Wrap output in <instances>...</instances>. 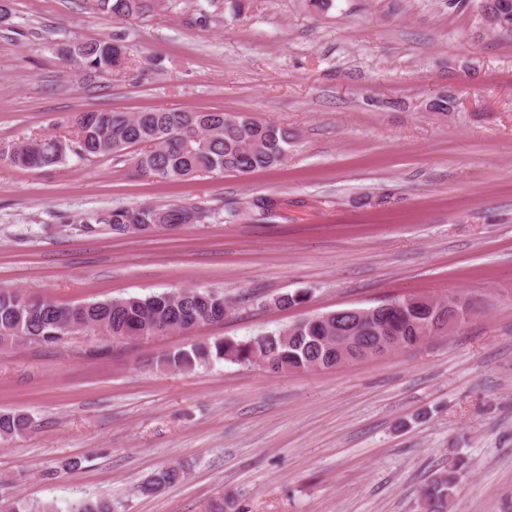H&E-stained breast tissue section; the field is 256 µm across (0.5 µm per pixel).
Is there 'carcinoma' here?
<instances>
[{"mask_svg":"<svg viewBox=\"0 0 512 512\" xmlns=\"http://www.w3.org/2000/svg\"><path fill=\"white\" fill-rule=\"evenodd\" d=\"M98 8L121 17L143 15L149 0H97ZM482 12L499 15L496 29L512 33V0H482ZM71 58L100 72L119 67L124 59L120 39L111 42L76 43L65 50ZM457 98L443 94L428 103L435 112H449ZM75 146L58 138L31 137L6 148L13 166L45 169L63 163L67 152L82 157L120 155L126 149L143 146L136 157L145 175L163 180H185L204 173L225 171L248 174L278 166L294 144L287 129L245 113L190 112L177 109H149L141 112L87 111L75 116ZM205 210L194 204H145L116 207L93 214L90 220L105 224L114 236L133 230L147 231L197 224ZM305 292L283 293L272 303L288 309L306 302ZM402 310L389 314L377 307L336 319L321 314L249 339L217 338L192 345L161 357L171 371H191L214 360L255 364L262 359L276 370L316 371L337 365L349 353L363 358L373 354L369 338L398 336L400 348L424 344L437 335L440 326L466 324L472 303L460 298L427 304L415 297H396ZM233 306L231 299L214 289L191 288L177 292L153 293L105 299L73 306L35 298L21 290L0 289V343L53 342L62 337L98 327L111 336L146 340L162 332L184 331L224 322ZM33 426L25 413H0V436H23ZM456 458L448 469L433 474L421 489L418 506L422 512H450L464 470ZM183 467L170 465L139 486L146 494L181 481ZM71 512H115L112 501H82Z\"/></svg>","mask_w":512,"mask_h":512,"instance_id":"cac0c4a2","label":"carcinoma"}]
</instances>
